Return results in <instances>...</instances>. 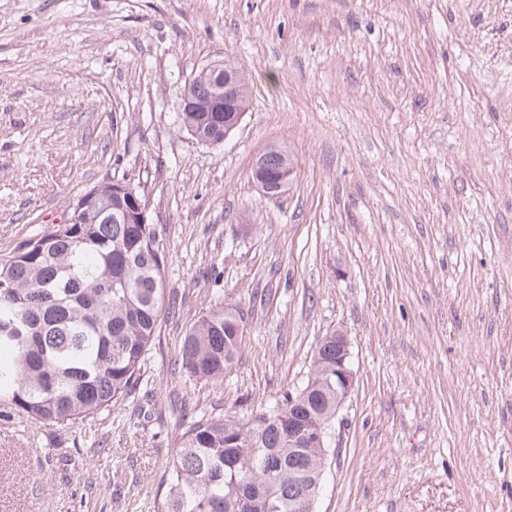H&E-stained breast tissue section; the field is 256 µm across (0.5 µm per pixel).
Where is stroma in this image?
<instances>
[{"label":"stroma","instance_id":"obj_1","mask_svg":"<svg viewBox=\"0 0 512 512\" xmlns=\"http://www.w3.org/2000/svg\"><path fill=\"white\" fill-rule=\"evenodd\" d=\"M229 61L223 143L178 91ZM512 0H0V261L125 179L165 260L143 379L74 425L0 415V512H153L182 416L246 419L350 339L317 512H512ZM287 191L251 180L270 147ZM240 307L222 381L174 372ZM225 64L226 67L233 68L231 64ZM225 64L215 63L203 67L188 83L185 82L179 89V93L189 97L195 103L194 110L187 112L192 108L193 102L187 97H180L178 113L182 114L180 117L178 116V119L181 127L199 142V136L201 135L216 137V139L224 135L223 140H225L239 126L244 116V106L240 101L245 105L247 100L248 85L246 79L238 71L237 85L236 72L224 68ZM213 67L224 69V72H221L217 77L220 84L224 82V91L222 89L223 85H220L212 77ZM223 93L224 95L216 101L213 111L207 112L216 96ZM216 112H224V123ZM258 160H261L266 170L273 174L279 173L283 168H294L293 159L290 155L276 147L270 148ZM288 168L279 175L271 177L266 173L263 167L255 163L252 178L265 197L274 198L277 197V195H273L274 192L286 189L291 182L294 170H289ZM272 183H276L278 188L273 189Z\"/></svg>","mask_w":512,"mask_h":512}]
</instances>
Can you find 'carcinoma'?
<instances>
[{
  "mask_svg": "<svg viewBox=\"0 0 512 512\" xmlns=\"http://www.w3.org/2000/svg\"><path fill=\"white\" fill-rule=\"evenodd\" d=\"M215 66L179 89L195 103L179 121L196 139L224 135L210 111L223 94ZM260 160L273 174L294 166L276 147ZM163 271L154 225L128 223L117 197L104 213L19 245L0 263V404L34 421L69 424L111 411L144 373L163 306ZM242 322L229 307H210L187 329L174 368L196 380L224 378ZM335 366L336 344L326 343L303 383L269 414L183 422L154 512H303L318 457L335 449L293 448L288 430L324 421Z\"/></svg>",
  "mask_w": 512,
  "mask_h": 512,
  "instance_id": "cac0c4a2",
  "label": "carcinoma"
}]
</instances>
